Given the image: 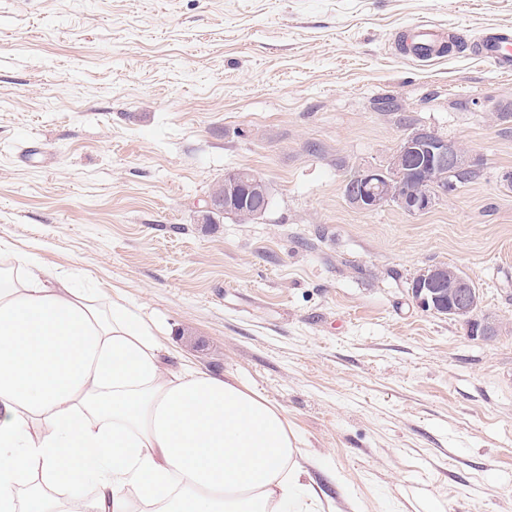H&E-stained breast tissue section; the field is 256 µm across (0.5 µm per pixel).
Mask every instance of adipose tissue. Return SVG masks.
I'll use <instances>...</instances> for the list:
<instances>
[{
    "label": "adipose tissue",
    "mask_w": 512,
    "mask_h": 512,
    "mask_svg": "<svg viewBox=\"0 0 512 512\" xmlns=\"http://www.w3.org/2000/svg\"><path fill=\"white\" fill-rule=\"evenodd\" d=\"M0 512H315L283 410L0 239Z\"/></svg>",
    "instance_id": "adipose-tissue-1"
}]
</instances>
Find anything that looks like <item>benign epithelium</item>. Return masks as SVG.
Here are the masks:
<instances>
[{"label": "benign epithelium", "mask_w": 512, "mask_h": 512, "mask_svg": "<svg viewBox=\"0 0 512 512\" xmlns=\"http://www.w3.org/2000/svg\"><path fill=\"white\" fill-rule=\"evenodd\" d=\"M465 166V161L432 132L415 131L405 136L388 164L357 172L348 184V201L361 210H374L393 204L409 215L429 211L441 196L455 190L456 182L445 180ZM421 179L427 189H410L413 179ZM248 192L256 214L268 206V187L256 174L235 170L224 176V197L210 199L200 210V223L218 224L224 215L236 210L241 191ZM412 296L425 311H440L452 319L466 322L472 337L489 339L496 335L495 325L479 316L481 297L477 288L463 275L446 265L422 270L414 279Z\"/></svg>", "instance_id": "obj_1"}]
</instances>
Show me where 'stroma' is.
I'll list each match as a JSON object with an SVG mask.
<instances>
[{"label": "stroma", "mask_w": 512, "mask_h": 512, "mask_svg": "<svg viewBox=\"0 0 512 512\" xmlns=\"http://www.w3.org/2000/svg\"><path fill=\"white\" fill-rule=\"evenodd\" d=\"M465 50L407 55L414 24ZM512 0H0V238L155 319L336 472L335 512H512ZM427 130L480 176L409 215L345 195ZM272 202L203 224L225 174ZM451 265L490 339L420 309ZM507 29L508 27H504L485 32L478 40V49L501 69L512 71V40L508 38Z\"/></svg>", "instance_id": "stroma-1"}]
</instances>
